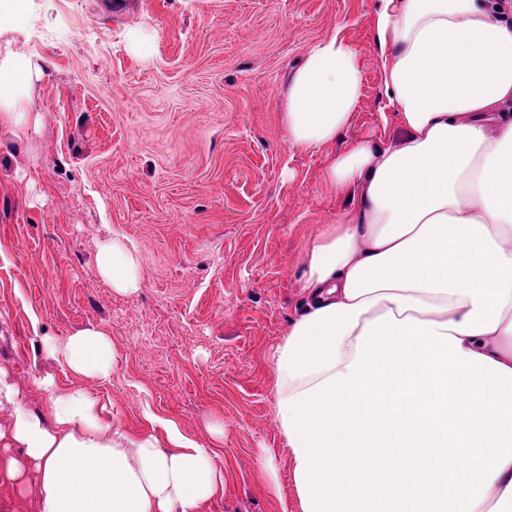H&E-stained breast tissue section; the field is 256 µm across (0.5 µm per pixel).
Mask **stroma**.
<instances>
[{"label":"stroma","instance_id":"stroma-1","mask_svg":"<svg viewBox=\"0 0 512 512\" xmlns=\"http://www.w3.org/2000/svg\"><path fill=\"white\" fill-rule=\"evenodd\" d=\"M374 0H25L0 57H32L25 137L0 128V369L33 413L78 388L134 435L173 424L213 449L224 489L202 512H282L292 501L271 354L306 305V249L352 206L322 179L346 147L382 136ZM353 45L363 97L310 152L284 128L291 73L316 42ZM121 239L140 288L101 278ZM105 330L108 379L46 353Z\"/></svg>","mask_w":512,"mask_h":512}]
</instances>
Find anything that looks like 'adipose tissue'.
<instances>
[{"label":"adipose tissue","instance_id":"ef3b65f1","mask_svg":"<svg viewBox=\"0 0 512 512\" xmlns=\"http://www.w3.org/2000/svg\"><path fill=\"white\" fill-rule=\"evenodd\" d=\"M373 39L380 117L401 135L324 171L357 201L308 248L307 305L272 351L297 512H512V22L496 0H378ZM38 71L0 59V127L18 138ZM362 96L355 48L316 43L288 81L290 143L335 141ZM97 271L139 288L120 240L101 244ZM47 349L101 379L115 358L99 329ZM37 383L40 415L0 370V479L33 470L36 512H201L223 488L210 449L172 430L164 450L85 392Z\"/></svg>","mask_w":512,"mask_h":512}]
</instances>
